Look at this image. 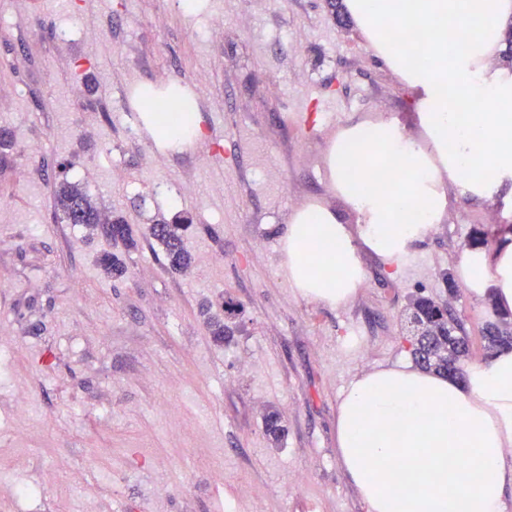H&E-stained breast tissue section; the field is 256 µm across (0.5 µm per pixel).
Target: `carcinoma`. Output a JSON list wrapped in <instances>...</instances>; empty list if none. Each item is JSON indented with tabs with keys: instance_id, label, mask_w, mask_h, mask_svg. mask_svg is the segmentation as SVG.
<instances>
[{
	"instance_id": "obj_1",
	"label": "carcinoma",
	"mask_w": 512,
	"mask_h": 512,
	"mask_svg": "<svg viewBox=\"0 0 512 512\" xmlns=\"http://www.w3.org/2000/svg\"><path fill=\"white\" fill-rule=\"evenodd\" d=\"M54 201L68 223L85 226L91 235L121 241L130 247L136 246L131 225L125 218L105 215L98 202L80 184L66 179L60 181L55 186ZM187 228L188 225L177 221H163L148 227L149 237L161 246L166 265L175 272H185L192 264V256L184 246V232ZM98 264L109 278L119 279L127 272L125 263L112 253L101 254ZM436 306V302L427 298H417L411 303L412 315L424 322L429 332V335L418 341H410L411 354L425 370L446 373L448 367L452 366L460 372V361L470 351L468 337L457 334L451 317L436 314ZM511 323L508 318L500 316L497 322L487 324L482 336L486 353L512 345V331L509 330ZM208 327L214 341L218 343H224L232 336L231 328L219 317H209ZM264 429L273 443L281 441L285 426L278 410L271 409L264 415Z\"/></svg>"
}]
</instances>
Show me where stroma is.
<instances>
[{"label":"stroma","instance_id":"stroma-1","mask_svg":"<svg viewBox=\"0 0 512 512\" xmlns=\"http://www.w3.org/2000/svg\"><path fill=\"white\" fill-rule=\"evenodd\" d=\"M221 19L213 27V19ZM92 23L96 41L58 30ZM184 84L196 122L238 128L223 158L225 192L205 150L159 154L130 87ZM0 512H19L21 482L45 494L28 512H367L336 455L339 403L354 375L409 359L405 310L447 303L485 359L489 303L462 284L477 231L512 225V191L491 201L446 192V209L398 275L362 250L365 280L345 305L300 296L283 274L292 210L317 202L357 226L333 188L335 135L306 125L331 98L343 126L402 116L421 137L419 98L327 0H0ZM303 111L306 120L282 121ZM123 216L128 249L62 221L61 177ZM190 219L192 268L159 259L147 227ZM121 256L124 278L97 259ZM238 306L229 343L206 313ZM287 432L268 440L263 414Z\"/></svg>","mask_w":512,"mask_h":512}]
</instances>
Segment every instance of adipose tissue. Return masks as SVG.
Segmentation results:
<instances>
[{"label":"adipose tissue","instance_id":"ef3b65f1","mask_svg":"<svg viewBox=\"0 0 512 512\" xmlns=\"http://www.w3.org/2000/svg\"><path fill=\"white\" fill-rule=\"evenodd\" d=\"M374 54L423 109L424 142L384 120L361 122L333 143L328 166L357 230L323 206L298 208L284 236L296 291L339 307L364 282L362 250L393 269L442 218L445 185L463 198L512 187V0H343ZM426 26L423 47L397 42V27ZM473 103L470 111L461 102ZM382 158L386 188L352 167L349 141ZM414 211L416 223L404 221ZM462 282L512 312V232L466 249ZM336 453L368 512H503L512 492V348L457 379L403 361L356 375L337 411Z\"/></svg>","mask_w":512,"mask_h":512}]
</instances>
